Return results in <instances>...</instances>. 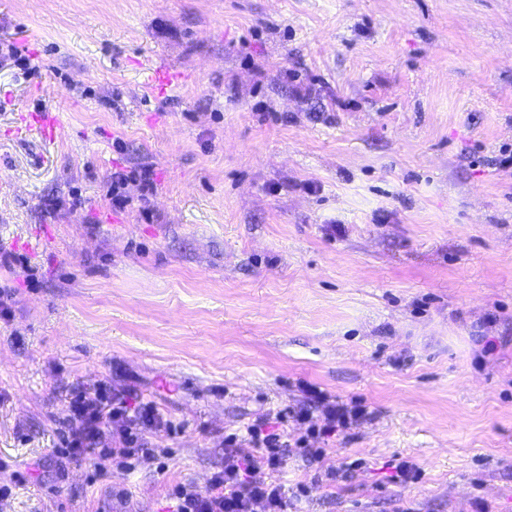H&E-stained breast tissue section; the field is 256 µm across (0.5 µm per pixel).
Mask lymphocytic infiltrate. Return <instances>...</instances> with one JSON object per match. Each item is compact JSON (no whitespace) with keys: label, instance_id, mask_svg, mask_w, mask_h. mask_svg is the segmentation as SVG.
<instances>
[{"label":"lymphocytic infiltrate","instance_id":"obj_1","mask_svg":"<svg viewBox=\"0 0 512 512\" xmlns=\"http://www.w3.org/2000/svg\"><path fill=\"white\" fill-rule=\"evenodd\" d=\"M68 421L59 434V457L67 460L94 458L95 473L105 476L112 467L133 468L154 459V441L174 430L173 422L154 403L131 392L105 388L74 389L68 401ZM353 418L346 407L327 406L321 424H311L309 411L279 410L261 416L245 429L244 436L225 440L224 466L206 489L190 483L175 485L170 493L171 512H288V491L274 481L284 469L290 448L317 462L319 448L308 447L305 438H289L284 425L294 419L310 423L311 435L326 439L348 427Z\"/></svg>","mask_w":512,"mask_h":512}]
</instances>
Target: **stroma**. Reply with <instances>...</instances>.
<instances>
[{
	"instance_id": "obj_1",
	"label": "stroma",
	"mask_w": 512,
	"mask_h": 512,
	"mask_svg": "<svg viewBox=\"0 0 512 512\" xmlns=\"http://www.w3.org/2000/svg\"><path fill=\"white\" fill-rule=\"evenodd\" d=\"M1 42L0 512H169L309 385L363 417L292 512H512V0H0ZM104 382L162 466L53 455Z\"/></svg>"
}]
</instances>
